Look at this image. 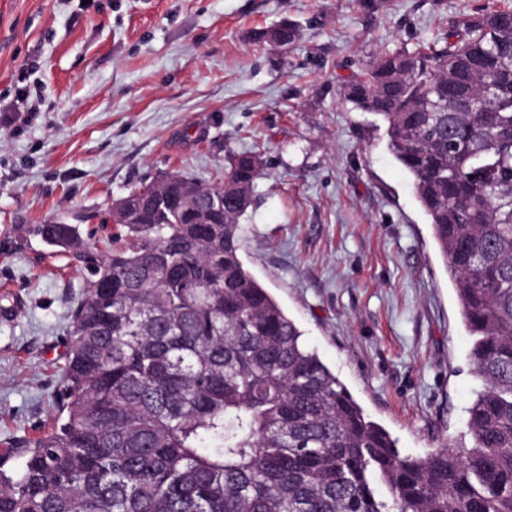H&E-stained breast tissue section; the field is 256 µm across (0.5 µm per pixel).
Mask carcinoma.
<instances>
[{"label":"carcinoma","mask_w":512,"mask_h":512,"mask_svg":"<svg viewBox=\"0 0 512 512\" xmlns=\"http://www.w3.org/2000/svg\"><path fill=\"white\" fill-rule=\"evenodd\" d=\"M288 52L299 30L258 34ZM388 149L453 281L483 387L470 440L401 453L245 267L261 163L176 172L117 199L105 248L29 224L83 273L62 398L0 512H512V5L459 15L342 85ZM229 191L237 207L211 198ZM385 486L388 496L378 492Z\"/></svg>","instance_id":"carcinoma-1"}]
</instances>
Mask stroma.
<instances>
[{
	"label": "stroma",
	"mask_w": 512,
	"mask_h": 512,
	"mask_svg": "<svg viewBox=\"0 0 512 512\" xmlns=\"http://www.w3.org/2000/svg\"><path fill=\"white\" fill-rule=\"evenodd\" d=\"M504 0H0V458L51 430L82 278L23 224L56 218L101 246L112 203L163 173L220 183L264 168L242 257L406 454L467 435L481 382L444 259L384 123L343 81ZM295 49L254 41L282 21ZM26 87L24 98L15 91Z\"/></svg>",
	"instance_id": "35a3bbf8"
}]
</instances>
